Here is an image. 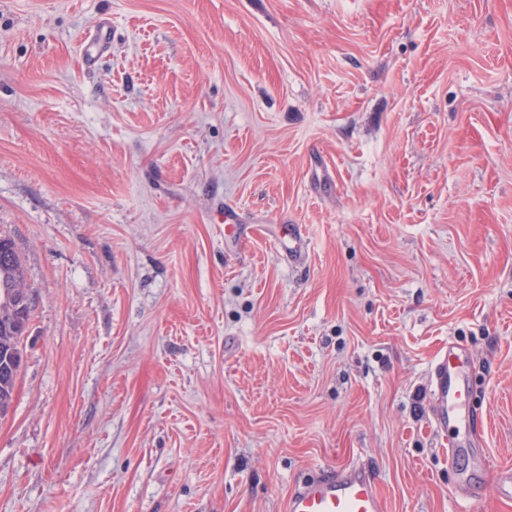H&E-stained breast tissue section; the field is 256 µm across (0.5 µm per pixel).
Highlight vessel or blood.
<instances>
[{"instance_id":"obj_1","label":"vessel or blood","mask_w":512,"mask_h":512,"mask_svg":"<svg viewBox=\"0 0 512 512\" xmlns=\"http://www.w3.org/2000/svg\"><path fill=\"white\" fill-rule=\"evenodd\" d=\"M289 259L301 262L307 256L302 225L286 227ZM462 350L449 344L430 369V414L436 433L449 459L463 452L460 431L472 429L476 409L468 375L461 361ZM374 473L367 467L349 464L327 470L319 479L296 486L290 493L287 512H385Z\"/></svg>"}]
</instances>
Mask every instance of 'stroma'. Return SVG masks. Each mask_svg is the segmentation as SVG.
Instances as JSON below:
<instances>
[{"label":"stroma","mask_w":512,"mask_h":512,"mask_svg":"<svg viewBox=\"0 0 512 512\" xmlns=\"http://www.w3.org/2000/svg\"><path fill=\"white\" fill-rule=\"evenodd\" d=\"M0 235V512H285L355 463L387 512H512V0H0ZM288 236V243L281 242L288 248V258L295 262H303L307 256L306 237L303 226L300 224L283 225ZM25 271L10 239L0 236V417L8 412L22 364V340L32 307ZM461 355L462 349L448 342V347L431 364L429 376L430 414L451 462L465 450L458 439L460 431L472 429L476 421L472 390Z\"/></svg>","instance_id":"1"}]
</instances>
